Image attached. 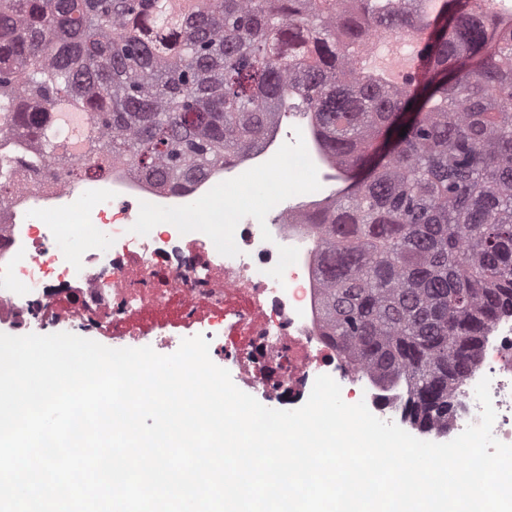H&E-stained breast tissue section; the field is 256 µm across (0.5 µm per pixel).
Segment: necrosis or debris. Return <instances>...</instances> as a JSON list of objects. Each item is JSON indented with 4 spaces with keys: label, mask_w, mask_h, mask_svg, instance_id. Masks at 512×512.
Segmentation results:
<instances>
[{
    "label": "necrosis or debris",
    "mask_w": 512,
    "mask_h": 512,
    "mask_svg": "<svg viewBox=\"0 0 512 512\" xmlns=\"http://www.w3.org/2000/svg\"><path fill=\"white\" fill-rule=\"evenodd\" d=\"M272 156L280 158L294 191L269 178L262 211L236 198L204 222L188 223V202L210 198L220 186L243 188L245 175L263 172ZM54 173L50 165L18 168L17 190L0 201V332L92 327L168 350L201 335L210 356L232 378L248 379L254 393L296 407L327 374L345 399L403 424L387 395L326 334L320 244L304 227L346 190L348 175L306 112L287 109L257 147L183 191L122 163L65 188ZM71 213L102 225L105 244L86 246L69 225L57 223L58 215ZM485 377L497 413L493 434L512 445V316L497 322L480 365L468 375L448 438L478 422L473 391Z\"/></svg>",
    "instance_id": "1"
}]
</instances>
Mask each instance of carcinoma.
<instances>
[{
  "label": "carcinoma",
  "instance_id": "obj_1",
  "mask_svg": "<svg viewBox=\"0 0 512 512\" xmlns=\"http://www.w3.org/2000/svg\"><path fill=\"white\" fill-rule=\"evenodd\" d=\"M491 0H0V137L68 185L106 161L181 187L255 148L303 93L347 194L321 243L328 335L445 433L489 326L512 315V32ZM429 35L398 85L378 35ZM88 119L75 156L62 109Z\"/></svg>",
  "mask_w": 512,
  "mask_h": 512
}]
</instances>
